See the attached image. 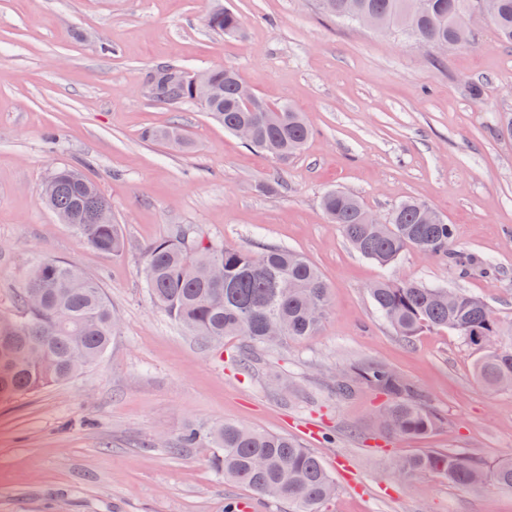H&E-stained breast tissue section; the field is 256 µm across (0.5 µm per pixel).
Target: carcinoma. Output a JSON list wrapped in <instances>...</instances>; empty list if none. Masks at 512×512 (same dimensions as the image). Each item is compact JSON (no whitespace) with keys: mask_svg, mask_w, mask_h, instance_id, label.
Listing matches in <instances>:
<instances>
[{"mask_svg":"<svg viewBox=\"0 0 512 512\" xmlns=\"http://www.w3.org/2000/svg\"><path fill=\"white\" fill-rule=\"evenodd\" d=\"M340 21L357 23L368 17L375 25L433 48L459 41L479 0H335ZM499 38L512 43V0H498L491 18ZM208 27L224 36L242 32V21L230 9L211 11ZM223 92L208 107L209 114L235 133L249 124L253 139L247 146L286 158L299 152L310 130L303 113L287 105H267L266 112H244L233 89L236 73L226 67L209 69ZM193 102L189 85L170 88L159 103L180 106ZM52 192L40 198L62 224L72 227L90 248L121 257L127 241L112 222V205L94 181L68 166H57L49 177ZM321 206L332 224L361 256L381 266L392 264L407 250L427 256L448 255L454 237L445 221L426 224L423 203L397 204L383 223H376L358 198L348 192L325 193ZM145 286L153 303L192 335L208 344L241 336L240 363L254 364L257 350L314 335L330 302L329 287L318 267L282 247L259 252L228 248L204 241L190 225L142 249ZM224 266V283L204 278L205 268ZM373 304L397 333L411 339L426 330L456 332L482 352L475 376L490 388L512 387V348L499 345L501 323L478 298L419 282L382 280L369 288ZM16 351L0 356V398L34 393L66 383L76 371L106 354L115 318L102 288L71 263L47 258L38 262L18 293ZM372 387L388 398L380 413L383 427L396 435L420 437L439 419L424 404L418 388L378 361L351 367L338 381L346 393L355 384ZM208 439L224 480L243 485L260 498L288 502L292 512H321L336 495V481L321 459L281 435L239 424L204 428L191 426L174 454ZM428 473L450 484L477 487L487 482L512 489V459L487 465L459 454L433 448L403 459L397 476L409 480Z\"/></svg>","mask_w":512,"mask_h":512,"instance_id":"1","label":"carcinoma"}]
</instances>
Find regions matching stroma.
I'll list each match as a JSON object with an SVG mask.
<instances>
[{"instance_id": "obj_1", "label": "stroma", "mask_w": 512, "mask_h": 512, "mask_svg": "<svg viewBox=\"0 0 512 512\" xmlns=\"http://www.w3.org/2000/svg\"><path fill=\"white\" fill-rule=\"evenodd\" d=\"M219 5L241 17V36L208 28ZM470 27L474 46L427 52L341 23L315 0H0V315H17L32 263L50 257L95 279L118 317L100 362L0 400V512H230L252 493L224 482L207 442L170 453L188 426L226 422L317 454L337 485L326 512H512V489L398 479L400 460L426 448L512 457V389L481 383L478 351L455 332L397 336L367 291L382 279L456 288L512 326V135L500 129L512 115V44L483 15ZM159 64L236 69L266 102L304 114L303 151L274 158L198 106L154 102L143 83ZM173 123L188 148L141 137ZM64 164L99 183L126 255L89 248L41 205ZM331 189L381 220L401 200L426 203L455 228L448 256L409 250L389 267L361 256L323 212ZM182 224L315 263L331 294L318 332L250 370L241 337L190 336L150 301L140 252ZM367 361L413 382L439 426L389 436L377 420L384 394L362 384L339 394L337 378Z\"/></svg>"}]
</instances>
